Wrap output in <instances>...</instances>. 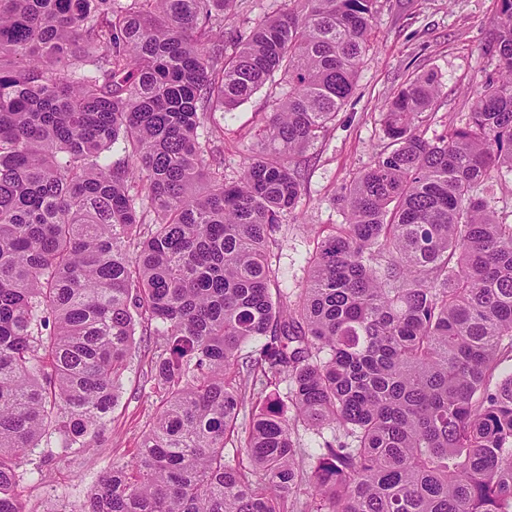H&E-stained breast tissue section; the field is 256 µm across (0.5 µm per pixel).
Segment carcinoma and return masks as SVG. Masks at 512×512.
I'll return each instance as SVG.
<instances>
[{
	"instance_id": "obj_1",
	"label": "carcinoma",
	"mask_w": 512,
	"mask_h": 512,
	"mask_svg": "<svg viewBox=\"0 0 512 512\" xmlns=\"http://www.w3.org/2000/svg\"><path fill=\"white\" fill-rule=\"evenodd\" d=\"M289 2L227 40L236 0H0V512L24 460L94 446L140 323L161 406L82 512H512V0L464 122L425 137L432 74L387 106L294 304L268 253L377 0ZM280 81L225 182L205 115ZM299 425L345 441L306 472Z\"/></svg>"
}]
</instances>
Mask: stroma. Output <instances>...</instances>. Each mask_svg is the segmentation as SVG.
I'll list each match as a JSON object with an SVG mask.
<instances>
[{
  "mask_svg": "<svg viewBox=\"0 0 512 512\" xmlns=\"http://www.w3.org/2000/svg\"><path fill=\"white\" fill-rule=\"evenodd\" d=\"M376 8L373 45L353 93L324 138L305 152L301 202L282 216L279 244L270 255L281 289L294 300L307 286L316 231L342 223V187L386 143V104L410 79L435 75L442 90L431 120L423 124L431 139L449 121L465 119L474 91L498 72V57L488 49L499 21L497 0H378ZM276 93L267 85L235 111L207 114L198 134L203 140L223 135L225 181L236 180L244 159L256 151V131L271 112ZM160 344L153 333L137 328L122 393L105 431L89 450L94 465L86 469L57 459L42 474L28 475L25 512H78L101 478L131 459L157 410L150 361Z\"/></svg>",
  "mask_w": 512,
  "mask_h": 512,
  "instance_id": "stroma-1",
  "label": "stroma"
}]
</instances>
